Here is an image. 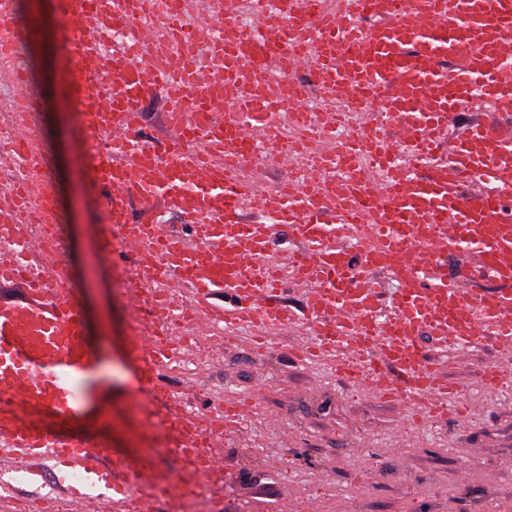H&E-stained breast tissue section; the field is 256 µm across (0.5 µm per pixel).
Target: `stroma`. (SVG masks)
I'll list each match as a JSON object with an SVG mask.
<instances>
[{"instance_id":"obj_1","label":"stroma","mask_w":512,"mask_h":512,"mask_svg":"<svg viewBox=\"0 0 512 512\" xmlns=\"http://www.w3.org/2000/svg\"><path fill=\"white\" fill-rule=\"evenodd\" d=\"M37 10L47 34L23 45L19 62L31 75L35 143L49 158L65 238L46 271L65 275L88 335L111 349L121 378L137 370L122 351L138 326L126 299L136 264L133 255L101 249L103 211L80 182L83 145L63 93L66 29L52 0H16L18 21ZM189 333L197 342L186 361L156 369L148 411L157 413L163 397L170 417L187 404L201 424L217 402L254 403L247 417L215 436L224 487L211 491L199 512H512V397L480 381L486 366L512 365V352L489 345L465 360L436 361L471 409L439 423L414 418L410 399L354 392L330 361L303 364L298 352L310 336L307 323L272 335L261 352L244 328L229 342L213 327L193 324Z\"/></svg>"}]
</instances>
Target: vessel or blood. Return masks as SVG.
Masks as SVG:
<instances>
[{"mask_svg": "<svg viewBox=\"0 0 512 512\" xmlns=\"http://www.w3.org/2000/svg\"><path fill=\"white\" fill-rule=\"evenodd\" d=\"M62 19L96 7L100 23L77 27L63 46L72 59L69 91L86 135L88 170L108 195L103 249L114 243L138 262L154 264L166 288L130 290L134 308L152 304L177 317L171 290L193 291V321L253 328L256 348L299 321L280 301L286 275L304 289L313 341L305 361L336 357L333 369L364 385L380 379L387 399L412 398L416 411L436 418L466 413L458 386L434 370L424 335L450 342L463 354L494 343L512 349V127L476 122L455 137L459 112H512V0H256L248 44L225 42L224 22L212 14L177 22L166 0H56ZM14 0H0V66L12 67L17 40L31 39L36 21L12 25ZM165 43L180 65L160 70L149 47ZM221 61L224 81L209 85L196 48ZM279 62L280 103L264 99L266 76L256 53ZM253 71L241 82L243 71ZM167 88L166 125L175 138L157 149L139 134L140 103L158 85ZM365 116L371 104L399 114L393 135L363 137L345 111L323 118L307 102V85ZM302 137L281 138L282 118ZM108 135L110 153L99 146ZM294 168V176L262 191L250 153ZM0 164L17 171L10 186L15 213L28 231L16 242L21 259L0 265V282L24 295L0 302V455L38 473L51 463L60 475L55 499L33 512H127L131 494L175 499V512H196L203 480L219 469L215 456L199 460L185 482L155 469L151 460L113 448L111 425L75 434L93 410L112 408V382L101 375L102 353L86 333L84 312L72 297L53 295L25 273V258L44 248L57 206L38 165L27 129L13 132ZM468 181L481 183L467 193ZM164 196L184 215L192 237L163 224H132L128 201ZM260 203L261 218L241 223L244 207ZM287 225L301 243L287 264L271 258L273 227ZM474 255L479 271L502 285L482 294L463 271L448 273L444 254ZM398 281L385 293L381 277ZM230 294L232 308L212 306ZM128 354L141 368L129 385L148 395L154 368L168 346L147 327L130 336ZM492 390L512 386V370L483 372ZM252 408L227 402L211 414L197 438L223 430ZM87 462L85 481L67 483V471Z\"/></svg>", "mask_w": 512, "mask_h": 512, "instance_id": "obj_1", "label": "vessel or blood"}]
</instances>
